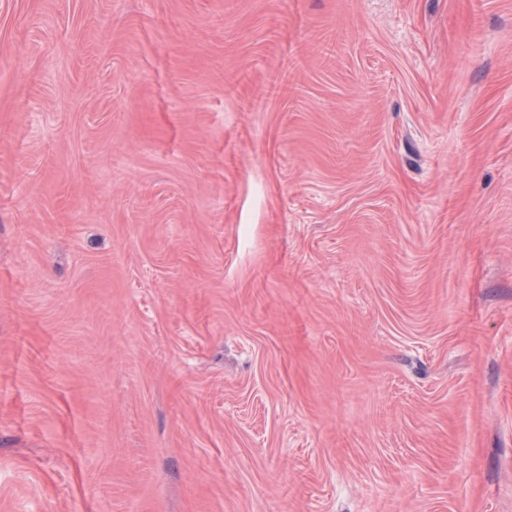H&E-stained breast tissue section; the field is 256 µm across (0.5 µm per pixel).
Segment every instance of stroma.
<instances>
[{"instance_id": "1", "label": "stroma", "mask_w": 512, "mask_h": 512, "mask_svg": "<svg viewBox=\"0 0 512 512\" xmlns=\"http://www.w3.org/2000/svg\"><path fill=\"white\" fill-rule=\"evenodd\" d=\"M0 512H512V0H0Z\"/></svg>"}]
</instances>
